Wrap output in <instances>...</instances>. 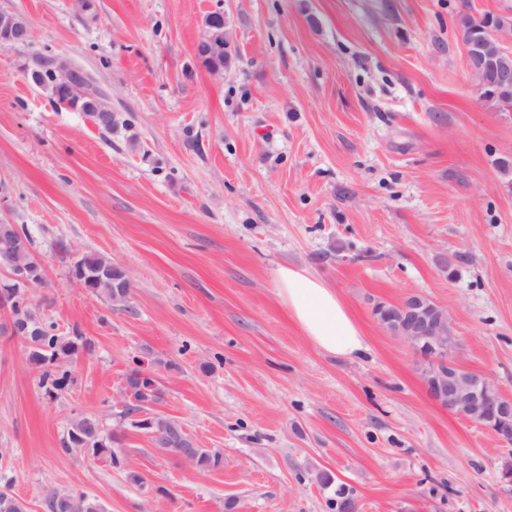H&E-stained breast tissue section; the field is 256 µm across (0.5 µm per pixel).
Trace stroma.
<instances>
[{"label":"stroma","instance_id":"35a3bbf8","mask_svg":"<svg viewBox=\"0 0 512 512\" xmlns=\"http://www.w3.org/2000/svg\"><path fill=\"white\" fill-rule=\"evenodd\" d=\"M512 0H0L31 38L0 48V221L46 269L34 305L94 351L48 397L0 337V480L28 512L79 488L104 512H512V449L432 400L423 361L375 322L421 294L455 356L512 397V112L480 102L455 25ZM226 20L228 59L195 55ZM39 56L92 72L127 126L106 133L27 78ZM68 245L127 268V303L86 295ZM282 265L334 288L368 345L322 353L279 301ZM203 469L118 416L135 366ZM121 466L65 452L74 413ZM143 477L133 484L128 471ZM224 34V25L213 18L207 17L196 44L198 57L202 61H208L210 63V69L215 73H221L224 70V65L221 64L225 48ZM203 63L209 67V63ZM185 451L182 453L181 459L188 462H196L198 466L204 468H213L218 467L222 463V455L220 452L211 451L206 448H197L196 459L194 448L196 447V442L190 436L185 440Z\"/></svg>","mask_w":512,"mask_h":512}]
</instances>
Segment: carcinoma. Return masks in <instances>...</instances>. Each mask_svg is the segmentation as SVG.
Listing matches in <instances>:
<instances>
[{
    "instance_id": "1",
    "label": "carcinoma",
    "mask_w": 512,
    "mask_h": 512,
    "mask_svg": "<svg viewBox=\"0 0 512 512\" xmlns=\"http://www.w3.org/2000/svg\"><path fill=\"white\" fill-rule=\"evenodd\" d=\"M485 17L484 13H461L458 16V25L463 31H477L483 25ZM69 270L73 278L92 285L98 295L111 302H123L121 295L131 288V283L123 280L119 274V263L99 253H82L72 258ZM0 305L15 319L39 324L37 335L23 338V343L28 363L39 371L40 387L50 397L67 390L74 382L68 364L79 358L82 352L87 355L93 352L91 340L78 329L73 330L70 336L57 332L55 324L37 311L30 301L27 290L23 288H0ZM136 374L138 370L134 369L126 378L127 405L120 412L121 418L131 419V426L151 434L153 447L167 455L180 456L183 439L181 425L177 421L161 417L155 421L154 426L148 428L134 418L143 406L161 399L158 385L150 388L140 386L133 380ZM118 443L120 437L117 434L105 432L95 417L83 413H77L70 419L61 440L62 448L66 452L81 446L89 449L91 456L105 458L115 466L119 464V457L114 451V445ZM195 462L204 468L217 467L222 463V455L217 451L199 448ZM41 506L44 512H98L101 508L95 499L83 492H59L53 489L43 494ZM0 512L27 510L26 505L14 495L0 490Z\"/></svg>"
}]
</instances>
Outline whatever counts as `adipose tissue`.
I'll list each match as a JSON object with an SVG mask.
<instances>
[{
  "label": "adipose tissue",
  "mask_w": 512,
  "mask_h": 512,
  "mask_svg": "<svg viewBox=\"0 0 512 512\" xmlns=\"http://www.w3.org/2000/svg\"><path fill=\"white\" fill-rule=\"evenodd\" d=\"M274 281L282 305L317 349L345 359L366 352L358 323L319 277L301 268L282 266L276 270Z\"/></svg>",
  "instance_id": "ef3b65f1"
}]
</instances>
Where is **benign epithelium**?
Masks as SVG:
<instances>
[{
    "label": "benign epithelium",
    "mask_w": 512,
    "mask_h": 512,
    "mask_svg": "<svg viewBox=\"0 0 512 512\" xmlns=\"http://www.w3.org/2000/svg\"><path fill=\"white\" fill-rule=\"evenodd\" d=\"M224 25L207 18L196 44V53L210 63L215 73L224 71ZM30 28L20 15L0 12V47L25 44ZM512 40V21L502 13H490L487 27L478 38L463 37L469 71L480 97L507 91L512 87V69L504 57L512 54L506 43ZM53 72L58 85L73 93L71 111L81 112L86 104L97 108V120L108 122L111 99H96L75 78L72 61L53 58ZM8 264L0 267L7 280L18 288H35L45 282L43 263L30 259L32 249L22 242L9 245ZM376 323L387 333L412 347L425 362L422 375L427 390L436 402L460 417L487 429L498 442L512 444V398L505 396L488 375L464 369L454 356L456 335L448 312L426 295H413L391 309L379 302L372 311ZM0 334L22 337L30 334L28 324L11 318L0 321Z\"/></svg>",
    "instance_id": "benign-epithelium-1"
}]
</instances>
